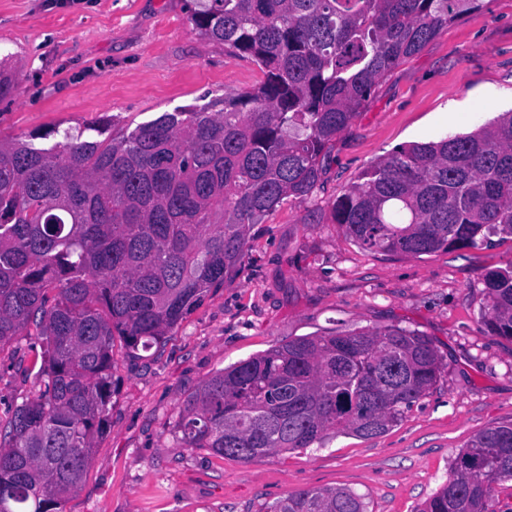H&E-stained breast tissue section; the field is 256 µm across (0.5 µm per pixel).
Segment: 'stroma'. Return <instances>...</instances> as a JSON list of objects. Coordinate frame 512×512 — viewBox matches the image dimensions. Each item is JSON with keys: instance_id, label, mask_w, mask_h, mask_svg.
Returning a JSON list of instances; mask_svg holds the SVG:
<instances>
[{"instance_id": "1", "label": "stroma", "mask_w": 512, "mask_h": 512, "mask_svg": "<svg viewBox=\"0 0 512 512\" xmlns=\"http://www.w3.org/2000/svg\"><path fill=\"white\" fill-rule=\"evenodd\" d=\"M19 82L0 100V136L109 125L120 133L162 113L261 84L222 42L200 39L186 0H0V61ZM512 110V0L449 25L380 80L339 135L311 198H288L251 231L234 278L149 352L114 347L105 434L63 512H267L287 494L347 487L368 512H413L480 431L512 423V340L489 335L484 276L512 264V241L391 255L332 222L336 196L399 145L475 131ZM398 325L429 336L441 377L419 406L373 439L245 464L181 445L178 406L208 376L290 339ZM33 337L0 351L5 404L36 397Z\"/></svg>"}]
</instances>
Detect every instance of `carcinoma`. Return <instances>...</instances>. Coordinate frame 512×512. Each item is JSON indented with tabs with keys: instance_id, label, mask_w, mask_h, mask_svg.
Returning a JSON list of instances; mask_svg holds the SVG:
<instances>
[{
	"instance_id": "obj_1",
	"label": "carcinoma",
	"mask_w": 512,
	"mask_h": 512,
	"mask_svg": "<svg viewBox=\"0 0 512 512\" xmlns=\"http://www.w3.org/2000/svg\"><path fill=\"white\" fill-rule=\"evenodd\" d=\"M198 35L254 61L259 86L119 135L0 138V348L35 328L44 390L7 406L0 504L62 512L107 426L115 338L160 343L236 272L250 229L307 200L375 84L484 0H188ZM362 247L424 255L512 240V111L393 150L332 204ZM486 330L512 339V265L490 271ZM442 359L399 326L285 341L204 379L179 405L187 448L242 463L379 437L424 399ZM512 478V423L476 434L417 512H489ZM269 512H367L308 488Z\"/></svg>"
}]
</instances>
